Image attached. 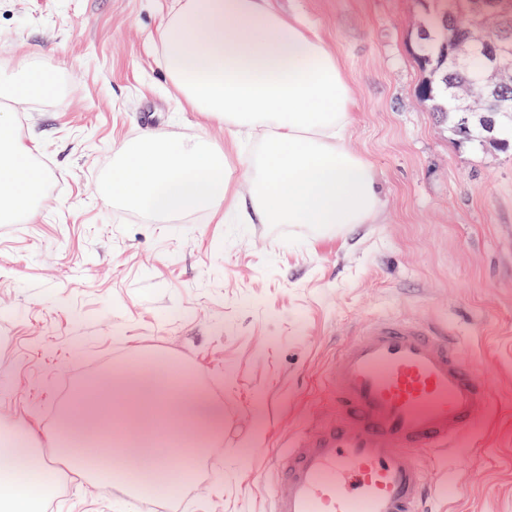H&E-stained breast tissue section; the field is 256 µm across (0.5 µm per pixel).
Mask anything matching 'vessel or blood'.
<instances>
[{
  "label": "vessel or blood",
  "mask_w": 512,
  "mask_h": 512,
  "mask_svg": "<svg viewBox=\"0 0 512 512\" xmlns=\"http://www.w3.org/2000/svg\"><path fill=\"white\" fill-rule=\"evenodd\" d=\"M336 415L276 458L273 512H423V449L451 447L490 395L455 334L378 316L326 376Z\"/></svg>",
  "instance_id": "obj_1"
}]
</instances>
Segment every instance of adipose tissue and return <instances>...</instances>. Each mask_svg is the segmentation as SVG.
<instances>
[{
  "label": "adipose tissue",
  "mask_w": 512,
  "mask_h": 512,
  "mask_svg": "<svg viewBox=\"0 0 512 512\" xmlns=\"http://www.w3.org/2000/svg\"><path fill=\"white\" fill-rule=\"evenodd\" d=\"M160 62L192 109L224 124V149L150 132L123 143L118 165L99 184L107 201L158 217L223 204L238 223L367 224L381 203L371 163L346 145L355 93L319 32L279 11L272 0H185L160 30ZM12 111L0 108V222L28 213L43 182L31 151L8 138ZM260 143L233 168L244 137ZM252 192L232 194L237 176ZM181 368L165 365L119 373L109 392L81 393L79 410L57 430L98 428L114 405L112 439L127 464L169 456L182 422L221 431L224 415L210 398L183 389ZM139 424L129 435L124 418Z\"/></svg>",
  "instance_id": "obj_1"
}]
</instances>
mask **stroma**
<instances>
[{
  "instance_id": "35a3bbf8",
  "label": "stroma",
  "mask_w": 512,
  "mask_h": 512,
  "mask_svg": "<svg viewBox=\"0 0 512 512\" xmlns=\"http://www.w3.org/2000/svg\"><path fill=\"white\" fill-rule=\"evenodd\" d=\"M184 0H0V85L57 72L53 93L0 98L43 187L0 223V434L18 430L69 485L53 512H272L274 458L329 419L325 373L379 314L454 329L489 404L422 462L427 512H512V152L460 141L418 98L420 0H275L321 31L356 93L348 144L382 205L345 231L228 224L223 204L151 218L102 200L124 141L148 130L224 148L160 65ZM189 369L224 412L193 480L154 498L80 477L49 443L63 384L110 355Z\"/></svg>"
}]
</instances>
